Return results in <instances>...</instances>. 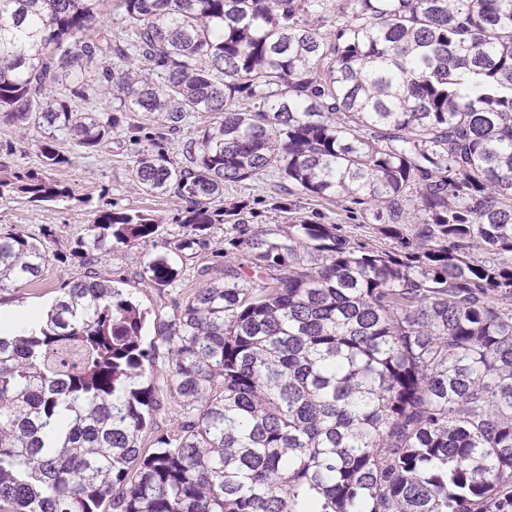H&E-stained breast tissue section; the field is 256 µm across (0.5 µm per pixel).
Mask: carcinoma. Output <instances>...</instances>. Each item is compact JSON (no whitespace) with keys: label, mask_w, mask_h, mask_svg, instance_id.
<instances>
[{"label":"carcinoma","mask_w":512,"mask_h":512,"mask_svg":"<svg viewBox=\"0 0 512 512\" xmlns=\"http://www.w3.org/2000/svg\"><path fill=\"white\" fill-rule=\"evenodd\" d=\"M105 4L0 0V116L43 130L49 167L68 163L61 134L147 142L133 182L187 203L153 286L175 287L174 258L215 224L240 262L157 325L181 414L147 449L158 348L114 281L90 269L39 328L0 335V512H492L512 495V0H115L118 40ZM93 76L109 111L50 96ZM193 113L208 122L179 165L167 142ZM270 171L395 246L212 207ZM6 189L70 196L34 172ZM157 228L99 210L73 256ZM45 259L0 231V292Z\"/></svg>","instance_id":"cac0c4a2"}]
</instances>
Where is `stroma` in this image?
I'll use <instances>...</instances> for the list:
<instances>
[{"mask_svg":"<svg viewBox=\"0 0 512 512\" xmlns=\"http://www.w3.org/2000/svg\"><path fill=\"white\" fill-rule=\"evenodd\" d=\"M40 138L38 131L23 132L0 120V175L20 169H35L41 171L46 179L64 181L70 186L72 195L56 203L32 202L21 195L0 200L1 231L16 230L38 237L48 226L54 232L53 239L46 244V260L39 278L0 293V307L51 306L63 284L84 274L81 262L72 257L71 251L95 210L113 207L138 210L153 215L159 221L153 242L101 255L97 270L102 277L121 280L124 290L146 313L142 332L144 343H156L155 328L159 322L171 319L174 299L186 297L206 281L223 280L221 253L225 225L218 224L212 229L209 250L182 258V278L176 288H154L140 278L139 273L150 257L162 252L165 242L179 232L180 227L174 219L184 211V201L139 191L131 177L139 146L131 141L126 131L113 132L110 139L90 153L72 148L69 141L59 140L57 146L68 156L69 162L55 169L42 164L37 147ZM281 191L282 182L276 175H264L225 187L224 195L216 205L228 208L244 199L256 213V226H272L284 231L301 220L335 224L341 235L350 241L386 247V240L378 238L370 226L364 225L360 213L350 212L340 203L303 196L292 212L270 210L269 197ZM203 266L208 272L202 277L198 271Z\"/></svg>","mask_w":512,"mask_h":512,"instance_id":"1","label":"stroma"}]
</instances>
